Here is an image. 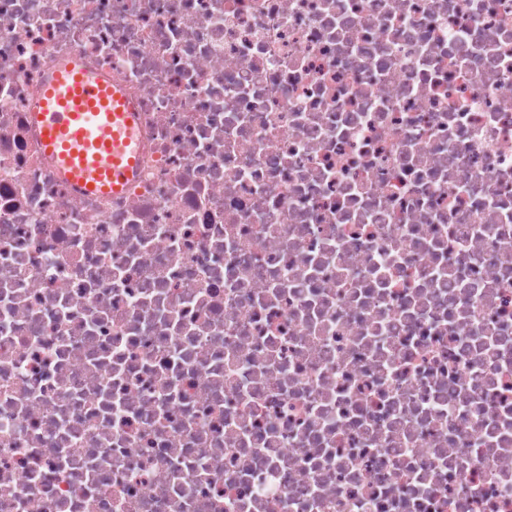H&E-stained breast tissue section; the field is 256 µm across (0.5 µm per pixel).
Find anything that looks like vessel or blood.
<instances>
[{
	"label": "vessel or blood",
	"instance_id": "obj_1",
	"mask_svg": "<svg viewBox=\"0 0 512 512\" xmlns=\"http://www.w3.org/2000/svg\"><path fill=\"white\" fill-rule=\"evenodd\" d=\"M33 119L45 155L75 184L109 195L133 180L140 141L119 89L76 64L54 67Z\"/></svg>",
	"mask_w": 512,
	"mask_h": 512
}]
</instances>
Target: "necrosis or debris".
<instances>
[{
	"label": "necrosis or debris",
	"instance_id": "necrosis-or-debris-1",
	"mask_svg": "<svg viewBox=\"0 0 512 512\" xmlns=\"http://www.w3.org/2000/svg\"><path fill=\"white\" fill-rule=\"evenodd\" d=\"M0 512H512V0H0ZM45 155L88 191L109 195L136 174L140 141L123 93L75 63L55 66L35 112Z\"/></svg>",
	"mask_w": 512,
	"mask_h": 512
}]
</instances>
